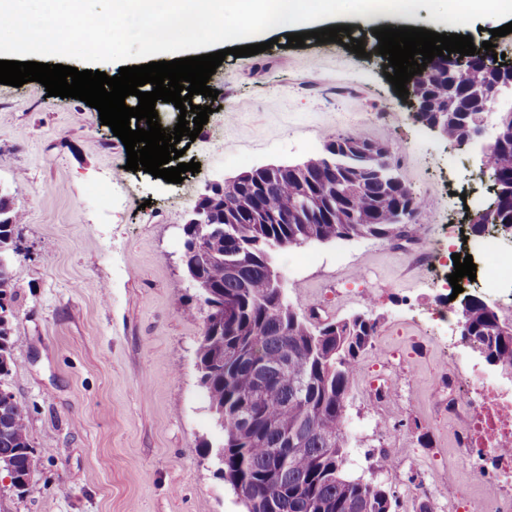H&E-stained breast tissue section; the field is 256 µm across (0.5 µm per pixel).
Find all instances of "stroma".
Listing matches in <instances>:
<instances>
[{
	"label": "stroma",
	"mask_w": 512,
	"mask_h": 512,
	"mask_svg": "<svg viewBox=\"0 0 512 512\" xmlns=\"http://www.w3.org/2000/svg\"><path fill=\"white\" fill-rule=\"evenodd\" d=\"M357 10L356 0H339L330 22L351 26L366 57L312 38L291 48L268 31L255 40L271 49L226 56L209 80L219 95L208 122L182 156L201 168L179 184L127 170L121 140L85 102L47 96L37 82L0 84V189L23 216L12 261L13 328L23 343L6 386L28 411L41 458L30 496L10 491L0 470V512H245L201 446L212 420L195 366L203 321L182 313L194 297L182 228L207 186L306 161L326 136L351 133L392 148L420 200L411 240H339L276 255L294 306L323 320L377 321L361 373L391 375L387 417L405 439L397 471L379 470L380 419L353 387L348 470L391 485L399 512L423 504L444 512L452 483L473 502L486 499V474L466 463L430 399L451 363L481 365L503 386L512 376L478 351L426 343L430 313L455 303L412 258L452 243L478 255L483 239L469 234L470 213L490 184L475 151L450 150L411 120L383 73L378 39L354 24Z\"/></svg>",
	"instance_id": "obj_1"
}]
</instances>
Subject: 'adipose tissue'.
<instances>
[{
	"instance_id": "obj_1",
	"label": "adipose tissue",
	"mask_w": 512,
	"mask_h": 512,
	"mask_svg": "<svg viewBox=\"0 0 512 512\" xmlns=\"http://www.w3.org/2000/svg\"><path fill=\"white\" fill-rule=\"evenodd\" d=\"M89 0H64L61 9L39 15L37 0H0V19L16 22L17 46L43 57L58 58L80 46L90 61L121 57V22L140 21L138 40L144 56L167 55L176 45L205 38L223 44L242 43L259 31L307 32L324 28L336 0H107L112 24L84 36L90 21ZM418 0H360L356 21L368 27L414 15ZM441 23L462 29L479 13L499 14L507 0H444Z\"/></svg>"
}]
</instances>
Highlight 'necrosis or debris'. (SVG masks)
I'll use <instances>...</instances> for the list:
<instances>
[{
    "label": "necrosis or debris",
    "mask_w": 512,
    "mask_h": 512,
    "mask_svg": "<svg viewBox=\"0 0 512 512\" xmlns=\"http://www.w3.org/2000/svg\"><path fill=\"white\" fill-rule=\"evenodd\" d=\"M469 378L479 394L477 404L461 401V379L448 370L440 376L434 413L453 424L455 443L465 449L469 463L493 461L487 478L495 489L489 512H512V390L485 383L476 372Z\"/></svg>",
    "instance_id": "obj_1"
}]
</instances>
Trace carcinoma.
Segmentation results:
<instances>
[{"label":"carcinoma","instance_id":"obj_1","mask_svg":"<svg viewBox=\"0 0 512 512\" xmlns=\"http://www.w3.org/2000/svg\"><path fill=\"white\" fill-rule=\"evenodd\" d=\"M425 87L431 116L453 106L442 138L468 143L471 129L494 105L496 77L477 60L461 67L456 55L435 57L413 77ZM501 137L488 154L487 169L502 194L494 195L500 226H512V120L499 112ZM360 134L325 138L317 162L334 167L333 179L310 182L293 171L268 181H248L212 189L198 203L209 224L183 226L184 272L203 304L232 297L235 316L216 328L203 324L196 350L199 387L213 418L204 448L224 449L220 478L233 491L243 486L247 512H396L390 486L347 473L351 437L346 399L361 355L372 346L377 322L366 314L321 321L288 301L272 279L283 275L274 251L336 239L408 236L398 211L420 202L402 180L377 173L351 155L367 144ZM315 206L307 224L273 222L294 215L297 204ZM22 215L0 191V296L14 299L12 258ZM464 335L480 347L487 363L512 374V322L476 298L457 310ZM14 313L0 319V384L11 372L22 338L14 334ZM26 409L16 400L0 408V469L18 495L37 491L33 475L41 459L27 430Z\"/></svg>","mask_w":512,"mask_h":512}]
</instances>
